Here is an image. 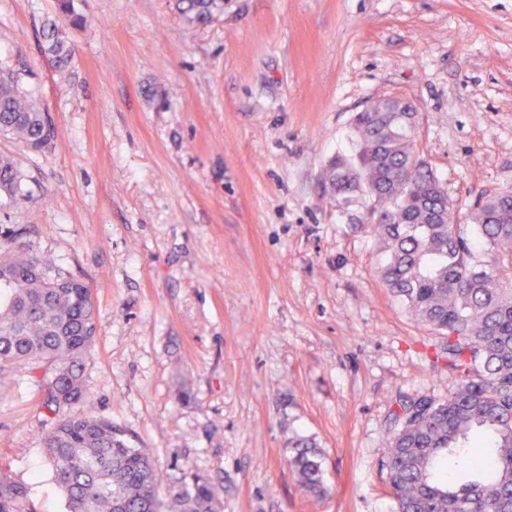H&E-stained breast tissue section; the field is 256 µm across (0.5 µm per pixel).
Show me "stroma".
I'll return each instance as SVG.
<instances>
[{"mask_svg": "<svg viewBox=\"0 0 512 512\" xmlns=\"http://www.w3.org/2000/svg\"><path fill=\"white\" fill-rule=\"evenodd\" d=\"M67 90L38 46L55 0H0V68L52 113L54 147L0 136L24 199L0 225L89 282L96 337L76 412L151 454L159 491L201 478L217 512H394L381 475L398 404L447 395L443 338L384 287L365 209L321 181L356 112H418L459 208L512 186V0H77ZM26 367L0 384V476L63 512ZM305 438L324 494L288 464ZM173 7L192 26H205L224 14V0H174Z\"/></svg>", "mask_w": 512, "mask_h": 512, "instance_id": "35a3bbf8", "label": "stroma"}]
</instances>
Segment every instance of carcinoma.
Segmentation results:
<instances>
[{
    "instance_id": "carcinoma-1",
    "label": "carcinoma",
    "mask_w": 512,
    "mask_h": 512,
    "mask_svg": "<svg viewBox=\"0 0 512 512\" xmlns=\"http://www.w3.org/2000/svg\"><path fill=\"white\" fill-rule=\"evenodd\" d=\"M192 26L224 13V0H173ZM75 0H55L42 22L41 52L70 73V29L85 24ZM416 113L390 97L355 114V155L328 162L325 182L343 205L368 199V223L386 262L385 288L419 323L446 339L455 384L443 398L400 406L381 471L395 512H512V186L486 191L459 223L443 183L416 151ZM0 136L33 153L55 144L49 108L0 71ZM14 160L0 155V196L21 195ZM31 229L0 225V380L28 367L47 412L42 442L65 512H216L211 485L199 478L170 499L143 448L111 421L71 412L87 400L84 361L96 335L90 285L34 251ZM289 461L300 486L321 495L318 455L294 441ZM463 474L448 473V461ZM0 512H37L23 483L0 478Z\"/></svg>"
}]
</instances>
